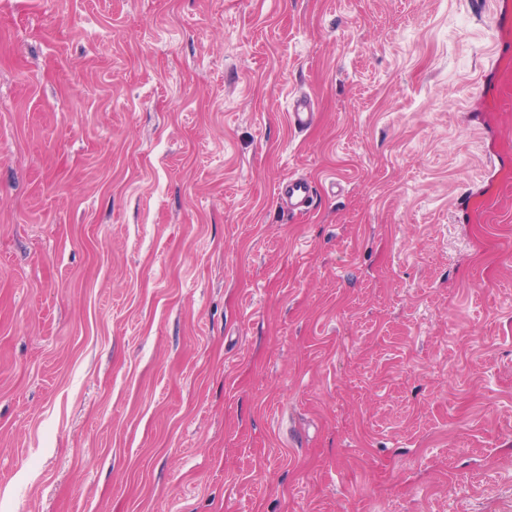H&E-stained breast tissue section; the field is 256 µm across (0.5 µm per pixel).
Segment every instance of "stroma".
<instances>
[{
	"mask_svg": "<svg viewBox=\"0 0 512 512\" xmlns=\"http://www.w3.org/2000/svg\"><path fill=\"white\" fill-rule=\"evenodd\" d=\"M497 23L0 0V512H512ZM315 117L313 103L310 98L300 97L293 105L291 112L288 113V120L295 129L308 128ZM314 193L313 182L305 178H288L279 184L277 198L282 208L296 210L309 207Z\"/></svg>",
	"mask_w": 512,
	"mask_h": 512,
	"instance_id": "1",
	"label": "stroma"
}]
</instances>
